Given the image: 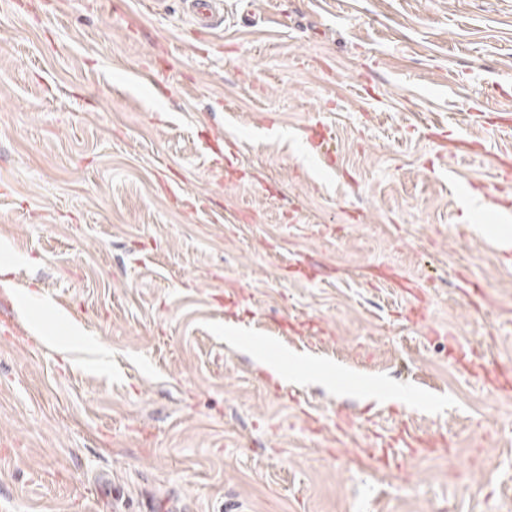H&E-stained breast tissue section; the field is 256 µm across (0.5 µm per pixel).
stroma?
Returning <instances> with one entry per match:
<instances>
[{
	"mask_svg": "<svg viewBox=\"0 0 512 512\" xmlns=\"http://www.w3.org/2000/svg\"><path fill=\"white\" fill-rule=\"evenodd\" d=\"M226 8L0 0V512H512V0ZM192 14V25L196 30L207 32L214 28L215 12L224 6L223 0H185Z\"/></svg>",
	"mask_w": 512,
	"mask_h": 512,
	"instance_id": "stroma-1",
	"label": "stroma"
}]
</instances>
